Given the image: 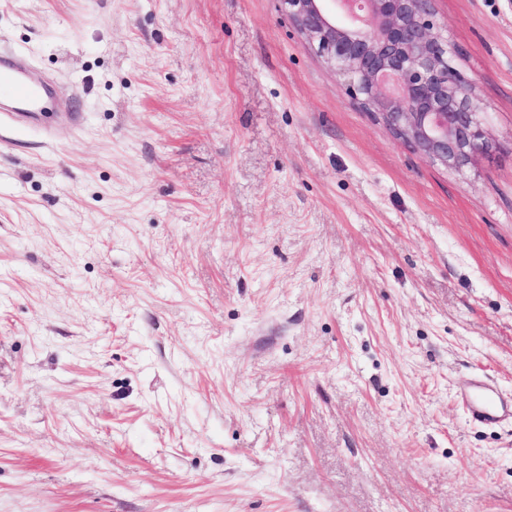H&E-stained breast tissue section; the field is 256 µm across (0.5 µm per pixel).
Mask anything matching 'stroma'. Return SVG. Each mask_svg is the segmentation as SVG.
<instances>
[{
	"label": "stroma",
	"instance_id": "stroma-1",
	"mask_svg": "<svg viewBox=\"0 0 512 512\" xmlns=\"http://www.w3.org/2000/svg\"><path fill=\"white\" fill-rule=\"evenodd\" d=\"M464 173L279 0H0L70 134L0 126V512H512V0H436ZM458 396L466 404L472 423L491 424L512 417V401L501 398L481 376L471 378L459 389Z\"/></svg>",
	"mask_w": 512,
	"mask_h": 512
}]
</instances>
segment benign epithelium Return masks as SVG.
Masks as SVG:
<instances>
[{
	"instance_id": "1",
	"label": "benign epithelium",
	"mask_w": 512,
	"mask_h": 512,
	"mask_svg": "<svg viewBox=\"0 0 512 512\" xmlns=\"http://www.w3.org/2000/svg\"><path fill=\"white\" fill-rule=\"evenodd\" d=\"M346 93L425 160L461 173L494 144L434 0H280Z\"/></svg>"
}]
</instances>
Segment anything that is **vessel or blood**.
I'll use <instances>...</instances> for the list:
<instances>
[{
  "label": "vessel or blood",
  "mask_w": 512,
  "mask_h": 512,
  "mask_svg": "<svg viewBox=\"0 0 512 512\" xmlns=\"http://www.w3.org/2000/svg\"><path fill=\"white\" fill-rule=\"evenodd\" d=\"M48 97L44 82L26 70L11 55L0 53V116L14 125H23L37 113L58 111ZM468 418L475 424H491L512 417V401H506L483 377L471 378L458 391Z\"/></svg>",
  "instance_id": "obj_1"
}]
</instances>
